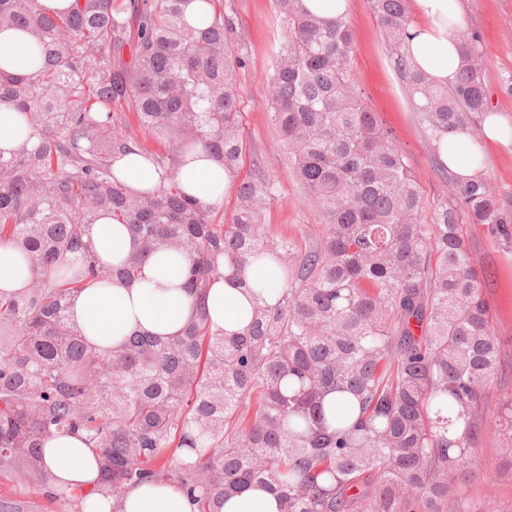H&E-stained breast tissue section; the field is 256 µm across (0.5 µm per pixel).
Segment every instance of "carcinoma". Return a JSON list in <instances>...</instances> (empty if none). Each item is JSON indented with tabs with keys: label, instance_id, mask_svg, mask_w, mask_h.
Returning <instances> with one entry per match:
<instances>
[{
	"label": "carcinoma",
	"instance_id": "obj_1",
	"mask_svg": "<svg viewBox=\"0 0 512 512\" xmlns=\"http://www.w3.org/2000/svg\"><path fill=\"white\" fill-rule=\"evenodd\" d=\"M192 2L73 0L51 12L41 0H0V31L26 33L37 62L30 75L0 71V104L38 138L0 150V242L35 272L0 295V468L75 508L166 481L197 512L253 486L276 495L280 512H471L462 486L477 475L500 347L463 224L511 249L512 212L482 177L453 182L424 222L405 155L350 78V25L275 0L283 37L267 75L269 119L327 231L308 250L271 234L264 216L278 185L259 165L224 223L177 172L197 146L239 172L246 57L218 0H207L202 27L186 18ZM369 3L431 139L462 130L477 140L488 109L479 36L458 31L457 79L433 86L404 63L407 0ZM137 149L165 175L133 193L112 161ZM102 215L137 241L117 273L84 240ZM159 250L188 256L184 287L199 299L226 262L238 274L269 261L285 283L272 302L254 296L239 334L202 310L174 338L90 343L67 315L84 282L131 281ZM498 422V453L512 459V398ZM55 431L100 455V484L54 489L44 440Z\"/></svg>",
	"mask_w": 512,
	"mask_h": 512
}]
</instances>
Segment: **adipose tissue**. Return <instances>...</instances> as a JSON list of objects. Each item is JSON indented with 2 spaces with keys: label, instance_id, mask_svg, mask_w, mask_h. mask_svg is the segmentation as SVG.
<instances>
[{
  "label": "adipose tissue",
  "instance_id": "obj_1",
  "mask_svg": "<svg viewBox=\"0 0 512 512\" xmlns=\"http://www.w3.org/2000/svg\"><path fill=\"white\" fill-rule=\"evenodd\" d=\"M416 22L405 43L408 62L433 84L452 85L462 65L461 44L456 36L464 24L461 0H411ZM0 70L33 73L32 50L25 33L0 31ZM439 162L458 179L468 180L483 171L481 156L470 137L457 132L445 135L436 145ZM114 169L131 191L158 185L161 173L152 159L134 152L117 159ZM182 189L201 203L220 207L233 189V178L204 150L187 155L177 175ZM97 259L120 268L137 248L126 225L103 216L92 227ZM187 256L161 250L142 268L140 279L127 282L112 278L83 288L75 297L70 316L96 345L119 347L132 333L172 338L182 333L196 314V302L182 288ZM34 271L18 248L0 244V291L12 293L25 287ZM205 307L214 327L236 332L251 316L250 303L240 290L219 280L208 288ZM44 459L61 490L88 489L97 483L101 466L95 452L73 435H55L44 445ZM85 512H197L192 501L172 484L151 482L131 490L120 506L100 495L89 496Z\"/></svg>",
  "mask_w": 512,
  "mask_h": 512
}]
</instances>
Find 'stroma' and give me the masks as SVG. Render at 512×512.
Returning <instances> with one entry per match:
<instances>
[{"mask_svg": "<svg viewBox=\"0 0 512 512\" xmlns=\"http://www.w3.org/2000/svg\"><path fill=\"white\" fill-rule=\"evenodd\" d=\"M223 4L234 19L238 41L248 58L246 67L237 72L243 101L240 171L249 173L254 162H261L278 184V196L265 212L269 232L293 239L303 248L315 246L325 234L323 217L290 175L288 154L267 114L270 57L283 34L274 0H223ZM464 10L466 28L482 37L489 105L511 118L512 95L502 90L501 81L512 75V0H464ZM347 22L355 37L351 78L406 155L422 193L424 219L432 221L436 205L449 195L433 142L394 69L384 32L368 0H352ZM483 159L494 192L512 210V144L484 149ZM466 234L473 267L491 305L492 328L501 341L499 372L487 389L485 427L475 450L477 478L468 488V503L471 512H483L489 504L497 512H512V464L497 453L498 413L504 398L512 396V250H505L483 227H467ZM0 498L20 501L23 512H70L40 488L24 485L18 477L5 473L0 474Z\"/></svg>", "mask_w": 512, "mask_h": 512, "instance_id": "stroma-1", "label": "stroma"}]
</instances>
